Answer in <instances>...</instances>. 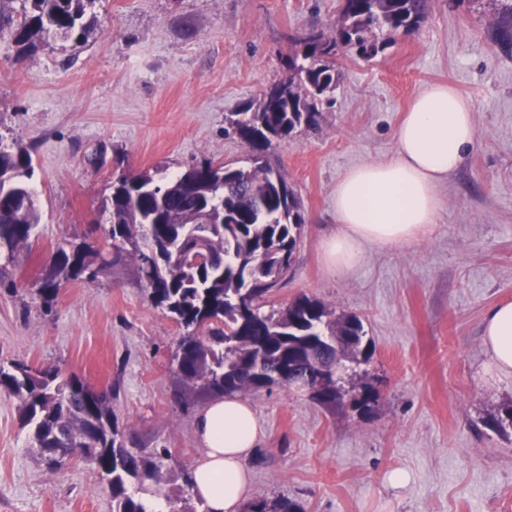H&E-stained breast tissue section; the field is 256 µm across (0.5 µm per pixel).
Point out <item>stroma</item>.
I'll return each mask as SVG.
<instances>
[{
	"label": "stroma",
	"mask_w": 512,
	"mask_h": 512,
	"mask_svg": "<svg viewBox=\"0 0 512 512\" xmlns=\"http://www.w3.org/2000/svg\"><path fill=\"white\" fill-rule=\"evenodd\" d=\"M90 12L76 44L21 56L0 36V138L29 149L41 215L29 251L0 255V361L54 366L107 393L125 442L171 453L168 479L149 486L167 503L201 454L194 419L207 402L172 362L182 328L122 269L66 283L48 307L37 280L59 248L101 238L99 204L117 177L208 159L249 166L230 118L284 76L292 40L336 23L340 0H95ZM384 42L372 60L341 58L317 126L269 151L305 217L269 301L306 295L359 316L374 355L344 386L370 387L375 401L329 409L286 386L246 391L264 427L250 498L304 512H512V427L487 425L512 406V380L491 379L482 336L485 311L512 301V40L488 0H430L413 35ZM436 83L470 100L478 134L439 189L432 232L367 248L356 273L330 272L337 181L391 155L412 99ZM397 470L405 487L386 480ZM0 512H112L94 465L45 466L3 392Z\"/></svg>",
	"instance_id": "stroma-1"
}]
</instances>
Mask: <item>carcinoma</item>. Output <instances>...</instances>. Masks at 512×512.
I'll list each match as a JSON object with an SVG mask.
<instances>
[{"label": "carcinoma", "mask_w": 512, "mask_h": 512, "mask_svg": "<svg viewBox=\"0 0 512 512\" xmlns=\"http://www.w3.org/2000/svg\"><path fill=\"white\" fill-rule=\"evenodd\" d=\"M93 0H0V36L28 53L49 40L77 43L90 31L87 9ZM336 24L295 42L286 75L248 103L230 121L248 147L251 164L226 167L224 179L209 175L204 161L185 178L180 171L159 176L149 171L121 176L101 202L109 223L104 245L81 241L61 248L44 266L40 298L51 304L60 285L112 272L123 263L146 284L151 302L184 329L178 372L184 386L203 394L231 395L263 385L306 381L314 364L338 360L339 373L319 391L328 407L344 403L340 385L350 365L370 360L361 319L338 315L306 295L284 308L267 296L285 273L305 223L299 197L266 158L273 143L296 129L317 125L318 104L331 100L343 79L336 59L349 55L371 60L382 50L379 36L413 34L425 18L428 0H341ZM499 33L512 40V0H490ZM31 154L0 141V196L11 206L0 211V238L13 259L29 248L40 223L31 181ZM154 225L160 257L147 263L140 246L142 225ZM175 241L205 247L210 264L187 265L166 249ZM20 401L21 420L30 428L33 447L50 467L82 455L99 471L112 496V512H148L137 496L147 479L163 477L169 453L128 448L106 396L76 377L64 379L55 368H34L23 361L0 363V391ZM249 512H302L291 499L258 500Z\"/></svg>", "instance_id": "1"}]
</instances>
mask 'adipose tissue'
<instances>
[{"mask_svg": "<svg viewBox=\"0 0 512 512\" xmlns=\"http://www.w3.org/2000/svg\"><path fill=\"white\" fill-rule=\"evenodd\" d=\"M477 138L471 102L449 85L419 94L396 130L395 153L349 169L338 181L333 205L337 226L324 240L326 266L355 272L365 248H392L430 233L439 209L438 191L463 163ZM489 370L512 378V302L492 306L483 320ZM202 449L193 469L194 494L208 512H241L251 491L245 466L263 436L252 405L217 397L195 419Z\"/></svg>", "mask_w": 512, "mask_h": 512, "instance_id": "1", "label": "adipose tissue"}]
</instances>
